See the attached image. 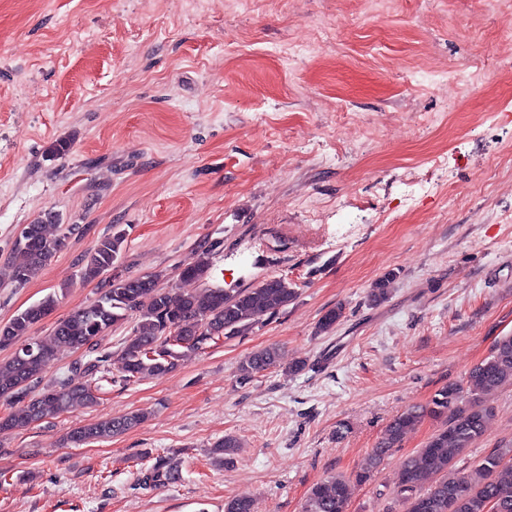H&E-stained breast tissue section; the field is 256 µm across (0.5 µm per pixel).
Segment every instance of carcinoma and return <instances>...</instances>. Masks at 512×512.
<instances>
[{
	"label": "carcinoma",
	"instance_id": "1",
	"mask_svg": "<svg viewBox=\"0 0 512 512\" xmlns=\"http://www.w3.org/2000/svg\"><path fill=\"white\" fill-rule=\"evenodd\" d=\"M77 230L78 225L61 224L51 215L28 225V233L13 244L24 261L8 267L10 283L23 286L36 278ZM125 240L126 230L119 226L101 239L83 259V279H100L115 270ZM213 248L212 244L199 246L195 260L181 270L180 276L187 280L204 278L210 270ZM391 279L392 275L387 274L375 282L370 292L373 302L388 298ZM104 284L95 301L56 322L47 340H26L24 336L54 310L56 298L52 295L0 325V348L13 349L8 358L0 360V398L20 405V415L0 417V434L74 406L96 403L89 384L62 379L40 387L45 368L64 349L83 350L90 359L75 364L74 370L89 378L108 372L110 355L98 353L99 341L129 317L134 319V326L121 349L123 374L112 378V382L124 385L144 375L160 376L172 371L181 358L178 348L199 350L221 336H239L287 306L297 295L296 284L285 276L265 278L231 297L222 288L209 289L202 295L162 288L156 275L116 273ZM145 296L150 300L144 301ZM277 359L274 347L252 354L239 369L241 380L274 367ZM511 383L512 336H503L463 380L448 383L427 404L412 405L395 415L359 477H370L408 431L425 418L445 415L446 426L416 456L403 463L397 494L407 504L406 512H484L490 499L496 501V512H512V448H500L483 457L475 467L474 479L460 476L455 470L458 458L484 434L490 409L481 396ZM144 418L143 413H132L123 418L102 419L78 428L69 435V441L80 445L119 434L139 425ZM237 448L236 439L227 436L214 444L211 455L218 464L229 463ZM149 479L168 485L178 482L180 473L160 457L153 464ZM348 494L349 480L342 475L333 476L312 488L305 512H345Z\"/></svg>",
	"mask_w": 512,
	"mask_h": 512
}]
</instances>
